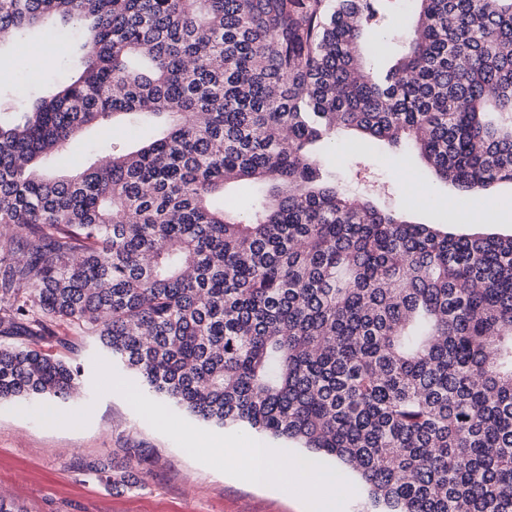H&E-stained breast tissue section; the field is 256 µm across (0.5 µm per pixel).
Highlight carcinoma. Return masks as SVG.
<instances>
[{
  "instance_id": "carcinoma-1",
  "label": "carcinoma",
  "mask_w": 512,
  "mask_h": 512,
  "mask_svg": "<svg viewBox=\"0 0 512 512\" xmlns=\"http://www.w3.org/2000/svg\"><path fill=\"white\" fill-rule=\"evenodd\" d=\"M398 2L0 0L12 52L86 33L54 93L0 75L25 105L0 123V335L66 323L195 419L359 477L370 512H512V235L407 221L312 152L350 130L411 142L466 198L512 184V0H413L373 70L364 34ZM116 115L162 132L42 172ZM234 183L264 191L230 216ZM80 376L0 342V403Z\"/></svg>"
}]
</instances>
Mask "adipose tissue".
<instances>
[{"label":"adipose tissue","instance_id":"obj_1","mask_svg":"<svg viewBox=\"0 0 512 512\" xmlns=\"http://www.w3.org/2000/svg\"><path fill=\"white\" fill-rule=\"evenodd\" d=\"M225 467L232 471L245 470L253 484L267 487L279 488L287 485L289 478H301L311 488L320 512H334L337 504L349 494L348 486L337 483L335 477L298 460L284 459L259 443L236 449L226 456Z\"/></svg>","mask_w":512,"mask_h":512}]
</instances>
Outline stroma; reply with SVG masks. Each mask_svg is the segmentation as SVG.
<instances>
[{
	"instance_id": "stroma-1",
	"label": "stroma",
	"mask_w": 512,
	"mask_h": 512,
	"mask_svg": "<svg viewBox=\"0 0 512 512\" xmlns=\"http://www.w3.org/2000/svg\"><path fill=\"white\" fill-rule=\"evenodd\" d=\"M128 138L122 126L100 129L80 138L65 164L50 171L65 173ZM354 141V134L344 132L318 150L346 190L360 192L355 171L363 167L383 189L380 202L412 221L436 223L460 214L467 218L461 232L512 234V184H499L491 193L495 220L476 222L470 218L471 201L452 186L422 177L416 156L395 161L387 146L362 154ZM18 342L80 367L87 397L42 413L0 404V498L28 512H308L304 484L284 490L254 485L225 471L213 452H203L193 439L201 434L217 449L242 437L254 439V432L199 422L156 399L123 369L110 367L97 344L67 324L56 325L53 337L22 336ZM152 409L164 413L165 426L155 425L148 415ZM125 463L135 474L128 487L97 483L89 471L93 465Z\"/></svg>"
}]
</instances>
